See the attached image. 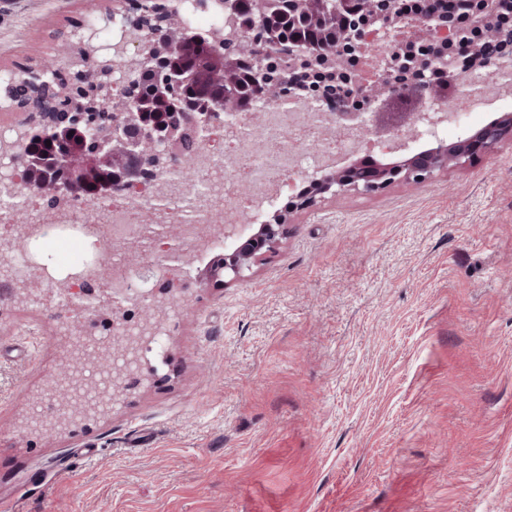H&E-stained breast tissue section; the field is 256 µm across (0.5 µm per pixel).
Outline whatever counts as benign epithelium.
<instances>
[{
  "instance_id": "obj_1",
  "label": "benign epithelium",
  "mask_w": 512,
  "mask_h": 512,
  "mask_svg": "<svg viewBox=\"0 0 512 512\" xmlns=\"http://www.w3.org/2000/svg\"><path fill=\"white\" fill-rule=\"evenodd\" d=\"M224 13L225 25L240 42L237 57H214L215 66L224 76V84L231 87L239 66L248 64L257 69L263 60L275 57L281 61L278 75L262 83L251 103L243 108L232 98L217 97L202 108L190 106L173 123L154 127L143 121L142 112L134 109L129 101L131 83L110 84L102 89L101 98L107 110L88 122L86 148L64 161L61 172L52 181L33 182L29 178L30 156L26 150L25 135L17 133L13 140L0 139V155L9 158L13 173L11 188L21 186L29 198L58 194L60 205L69 207L80 194L86 173L96 168H117L119 179L103 192L105 196L128 194L150 184L157 177L179 170L184 166L182 144L194 137L200 141V150L208 152L213 147L210 127L222 113L248 116L257 104H271L279 99L283 87L297 89L310 80L315 62L307 52L286 42L265 40L259 44L252 37L255 24L239 18L232 0H213ZM369 10L363 14L350 9V0H289L295 12L331 29L345 23L346 45L341 53H332L322 63L324 73L338 82L353 81L354 96L363 101L362 111H357L352 100H346L336 113V128L353 126L364 137L376 136L372 144L386 148L382 138L381 121L388 122L391 138L409 144L428 137L448 115L431 112L421 106L412 112H388L386 108L397 102L403 84L393 77V70L403 67L411 71L412 84L416 86L419 101L448 103L452 94L466 87L471 79L485 78L480 93L493 98L499 92L497 79L512 75V0H461L460 12L446 18L432 8L416 19L402 14L399 0H367ZM184 0H164L153 4L139 0L128 6L121 17H110L121 28L120 40L113 44L114 54L120 61L101 53L97 45V31L88 29L73 46L62 63V68L73 76L90 79L102 72L132 74L142 77L156 70L155 61L166 59V81L157 85L156 93L165 98L171 88L188 84L193 75L186 72L179 62L178 36L186 31ZM382 35L388 45L382 48V62L372 72L370 80L361 77L360 64L373 51L368 35ZM437 69L448 73V87H431L425 70ZM13 84L26 86L24 98L6 93L0 112H20L26 121L39 128L46 140L62 138L83 117L72 111L41 112L35 103L45 92L58 85V95L68 94L67 86L58 82L55 70L31 71ZM506 140L512 141V113H505L483 126L474 136L461 139L449 146L421 151L396 164H377L363 171L360 161L343 170L328 171L312 179L317 191L312 195H297L288 204V210L273 215V220L261 224H201L197 238L189 243L182 241L179 227L165 226L157 238L158 253L163 259L155 264L147 262L140 248V240L132 235L114 241L123 250V268H131L126 283L118 286V270L102 262L107 240L102 228L85 224H9L12 241L19 249L50 233L76 230L93 240L96 254L62 281H54L48 265L30 260L26 271L11 268L0 271V300L27 298L24 286L33 276L55 283L57 290L67 300L92 299L88 311L110 314L111 335L101 338L88 333L81 324L71 325V334L64 346L62 371L56 374L50 386L49 399L56 401L53 414L45 421L63 427L74 417V405L67 397L66 370L73 371L71 386L80 395L100 389L106 380L112 381V408H117L123 397L134 388L142 370L143 349L162 334L170 312L181 299L178 288L179 272L191 261L194 253L215 238L235 239L239 245L224 253V263L211 270V276L224 277V284L241 280L245 273L274 252L288 236L291 216L315 208L325 196L355 193H376L394 183L421 184L438 175L475 159L479 154H489ZM80 354L91 366H112V377L98 378L84 374L72 361Z\"/></svg>"
}]
</instances>
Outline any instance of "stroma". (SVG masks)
Wrapping results in <instances>:
<instances>
[{
	"instance_id": "stroma-1",
	"label": "stroma",
	"mask_w": 512,
	"mask_h": 512,
	"mask_svg": "<svg viewBox=\"0 0 512 512\" xmlns=\"http://www.w3.org/2000/svg\"><path fill=\"white\" fill-rule=\"evenodd\" d=\"M113 0H0V89ZM54 278L93 252L34 246ZM182 273L144 387L28 427L66 303L0 311V512H512V142L422 184L329 197L231 284Z\"/></svg>"
}]
</instances>
